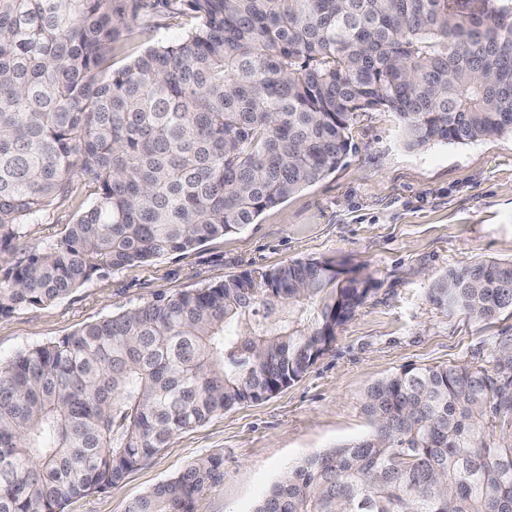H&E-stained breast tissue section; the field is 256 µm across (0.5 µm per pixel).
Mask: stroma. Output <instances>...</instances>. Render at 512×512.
<instances>
[{
    "label": "stroma",
    "mask_w": 512,
    "mask_h": 512,
    "mask_svg": "<svg viewBox=\"0 0 512 512\" xmlns=\"http://www.w3.org/2000/svg\"><path fill=\"white\" fill-rule=\"evenodd\" d=\"M193 24L190 14L148 5L132 22L115 66ZM95 197L94 185L75 179L73 193L27 225L17 248L0 252V269L56 243ZM304 259L345 261L369 289L329 351L287 388L173 436L118 486L73 499L65 512H124L210 453L224 456V482L198 500L197 512H253L289 467L371 432L363 399L376 381L407 366L467 364L495 372L502 347H512V314L474 319L437 306L429 290L451 267L512 262V136L411 147L394 113H361L336 169L254 224L0 317V360L162 294Z\"/></svg>",
    "instance_id": "stroma-1"
}]
</instances>
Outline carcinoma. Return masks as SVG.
I'll return each instance as SVG.
<instances>
[{
    "mask_svg": "<svg viewBox=\"0 0 512 512\" xmlns=\"http://www.w3.org/2000/svg\"><path fill=\"white\" fill-rule=\"evenodd\" d=\"M194 27L113 68L141 0H0V252L72 190L95 201L0 271V316L254 223L333 171L362 112L409 145L512 135V0H160ZM328 259L161 295L0 361V512H63L176 433L300 379L368 289ZM512 311V263L430 292ZM372 432L292 467L253 512H512V351L494 373L406 367L370 386ZM208 454L125 512H195Z\"/></svg>",
    "mask_w": 512,
    "mask_h": 512,
    "instance_id": "obj_1",
    "label": "carcinoma"
}]
</instances>
